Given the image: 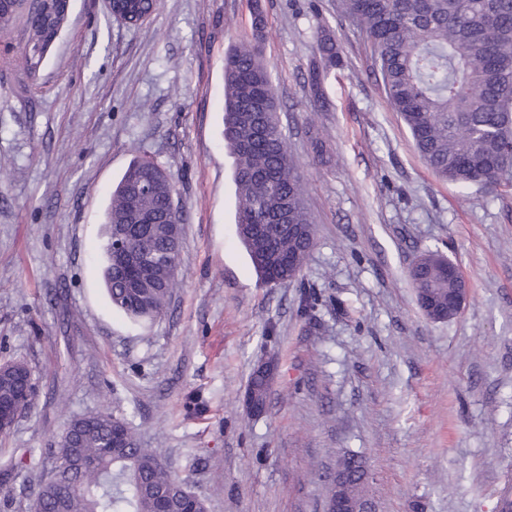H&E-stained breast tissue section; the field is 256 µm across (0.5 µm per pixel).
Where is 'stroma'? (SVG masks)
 I'll use <instances>...</instances> for the list:
<instances>
[{
  "instance_id": "stroma-1",
  "label": "stroma",
  "mask_w": 512,
  "mask_h": 512,
  "mask_svg": "<svg viewBox=\"0 0 512 512\" xmlns=\"http://www.w3.org/2000/svg\"><path fill=\"white\" fill-rule=\"evenodd\" d=\"M269 63L316 244L290 286L259 284L236 234L224 147V54L252 39L251 0H159L140 27L71 0L37 76L27 17L0 31V363L25 361L34 406L0 434V512H29L44 448L76 416L127 419L208 512H324L336 460L364 459L378 512L512 504V169L438 178L391 107L339 0H262ZM340 62L310 89L317 40ZM141 156L177 179L180 267L142 330L113 308L99 227ZM468 282L446 322L419 308L414 258ZM274 360L267 409L253 368ZM204 413H188L189 398Z\"/></svg>"
}]
</instances>
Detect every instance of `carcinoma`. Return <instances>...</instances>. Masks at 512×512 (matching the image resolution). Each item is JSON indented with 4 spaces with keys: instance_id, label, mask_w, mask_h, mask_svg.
<instances>
[{
    "instance_id": "carcinoma-1",
    "label": "carcinoma",
    "mask_w": 512,
    "mask_h": 512,
    "mask_svg": "<svg viewBox=\"0 0 512 512\" xmlns=\"http://www.w3.org/2000/svg\"><path fill=\"white\" fill-rule=\"evenodd\" d=\"M342 16L362 29L379 67L387 98L411 131L415 147L439 178L460 185L497 184L512 167V0H339ZM255 42L232 46L224 57V144L234 159L240 205L237 234L265 285H291L315 246L298 168L280 125L279 104L259 42L266 22L254 2ZM34 20L33 36L52 38L59 5ZM173 175L135 158L112 191L102 225L103 279L112 306L146 328L167 309L175 282L161 268L134 286L107 255L121 228L141 250L181 252V216L167 194ZM423 298L438 308L458 287L439 252L422 254L410 268ZM32 369L0 364V403L13 418L35 404ZM51 476L34 488L30 512H162L183 502L206 512L189 480L173 473L165 455L142 447L126 419L109 413L68 422L53 451ZM363 459L345 454V493L368 498Z\"/></svg>"
}]
</instances>
